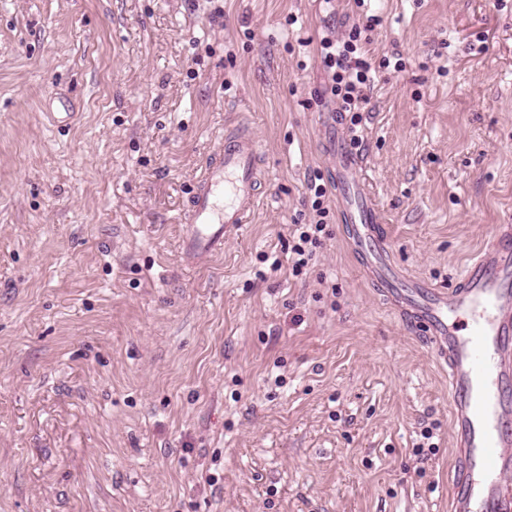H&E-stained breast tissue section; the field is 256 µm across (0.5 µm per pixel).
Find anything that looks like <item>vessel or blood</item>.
I'll list each match as a JSON object with an SVG mask.
<instances>
[{
    "instance_id": "obj_1",
    "label": "vessel or blood",
    "mask_w": 512,
    "mask_h": 512,
    "mask_svg": "<svg viewBox=\"0 0 512 512\" xmlns=\"http://www.w3.org/2000/svg\"><path fill=\"white\" fill-rule=\"evenodd\" d=\"M323 130L353 254L367 257L374 286L422 329L448 369L456 463L450 512H512V226H497L452 287L406 280L390 260L383 215L338 116H325ZM261 184L258 141L243 131L226 133L181 219L188 259L223 254L225 242L251 222Z\"/></svg>"
}]
</instances>
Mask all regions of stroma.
I'll return each mask as SVG.
<instances>
[{"label": "stroma", "instance_id": "obj_1", "mask_svg": "<svg viewBox=\"0 0 512 512\" xmlns=\"http://www.w3.org/2000/svg\"><path fill=\"white\" fill-rule=\"evenodd\" d=\"M372 15L368 189L444 287L512 225V0H0V512H448L423 337L338 220L287 265L329 166L319 42ZM231 123L268 177L191 264L179 215Z\"/></svg>", "mask_w": 512, "mask_h": 512}]
</instances>
